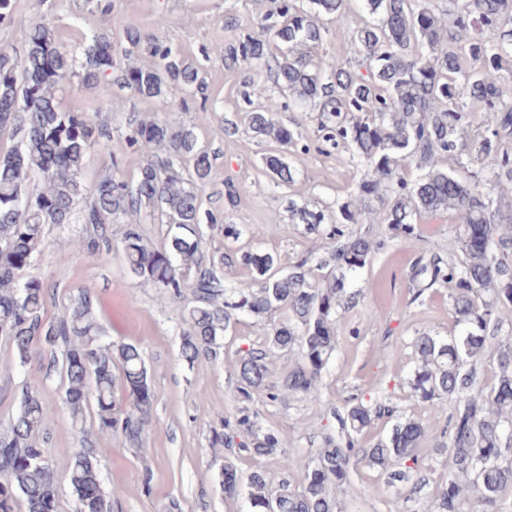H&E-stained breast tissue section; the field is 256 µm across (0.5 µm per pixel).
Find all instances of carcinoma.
Here are the masks:
<instances>
[{
	"instance_id": "cac0c4a2",
	"label": "carcinoma",
	"mask_w": 512,
	"mask_h": 512,
	"mask_svg": "<svg viewBox=\"0 0 512 512\" xmlns=\"http://www.w3.org/2000/svg\"><path fill=\"white\" fill-rule=\"evenodd\" d=\"M354 1L374 19L352 31ZM450 2L456 33L446 36L433 0H276L273 10L248 27L229 22L238 35L225 45L224 62L261 66L272 87L288 93V101L271 97L262 107L244 94L255 137L286 150L298 132L270 113L315 112L326 139L343 145L365 169L356 193L336 204L333 224L323 226L325 214L309 204L289 202L292 219L331 240L319 265H333L339 276L324 281L316 279L307 258L282 274L269 253L210 250L201 231L200 198L214 177L213 164L189 128L130 114L127 140L147 153L146 163L130 181L118 175L114 161L93 188L83 182L90 148L106 136L97 114L112 110L113 87L163 107L207 103L204 73L177 48L128 26L125 40L133 48L145 46L153 66L124 65L108 31L67 46L44 21L27 32L22 58L0 48V136L13 141L0 151V336L22 366L34 353L45 354L46 371L61 379L71 420L90 422L66 470L75 512H112V494L100 477L98 440L119 428L130 446H140L154 394L141 346L106 340L93 288H81L57 317H45L48 288L30 270L49 228L84 224L89 235L74 240V248L101 254L112 249V225L132 215L166 225L165 241L156 246L139 225L126 224L127 268L175 301L191 294L181 332V355L190 363L217 357L240 317L267 320L265 346L244 351L236 368L238 399L250 403L263 394L271 401L290 394L318 398L319 378L336 350L338 310L358 298L345 288V274L364 268L381 246L346 225L361 223L367 214L416 249L415 224L422 214L438 211L457 220L461 256L447 269L438 259L420 265L412 280L424 278L430 287L454 282L456 322L468 330L450 338L421 333L415 340L419 365L412 390L430 406L448 402L452 426L454 491L438 490L435 512H466L474 498L487 512H497L501 495L512 488V349L496 347L489 332L494 308L512 304V101L500 86L501 72L512 61V0ZM330 33L347 41L352 57L315 60L311 50ZM68 86L71 100L63 108L57 93ZM83 89L98 92L97 107L80 96ZM474 107L487 112L485 122H475ZM466 150L478 170L464 162ZM441 157L455 160L464 174L441 167ZM265 164L279 184L294 181L284 155H270ZM35 182L42 183L38 191ZM374 198L383 202L379 213L367 207ZM207 221L227 240L241 235L237 225L212 212ZM239 262L255 274L252 282L236 285L226 278V269ZM281 309L288 310V319L272 321ZM294 346L299 362L275 392L267 383L268 359ZM494 351L495 381L483 388L477 365ZM384 410L383 404L349 402L333 410L346 446L327 436L309 463L283 455L284 469L303 472L299 491L286 484L272 489L261 470L220 480L221 491L233 497L246 486L251 512H338L351 468L364 464L414 495L425 482L413 467L425 436L421 422L400 420L373 447H355L354 437ZM48 417L38 392L22 393L9 433L0 437V512H59L58 482L39 444ZM257 419L258 412L245 407L236 422L237 429L253 434L251 443L216 432L213 444L237 454L278 453L282 442L276 434L254 433ZM491 448L502 449L500 459H488Z\"/></svg>"
}]
</instances>
